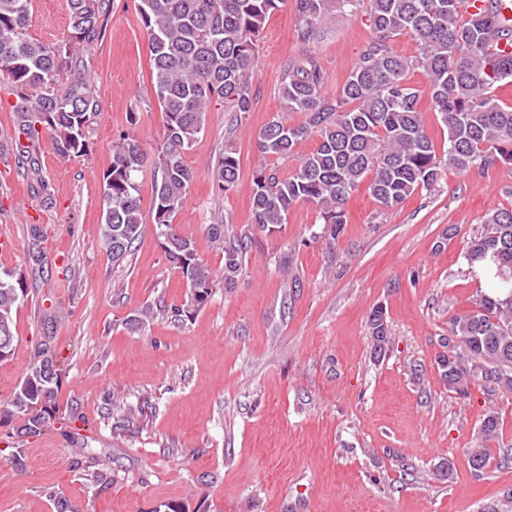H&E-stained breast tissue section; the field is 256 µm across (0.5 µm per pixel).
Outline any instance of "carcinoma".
I'll use <instances>...</instances> for the list:
<instances>
[{
    "label": "carcinoma",
    "instance_id": "1",
    "mask_svg": "<svg viewBox=\"0 0 512 512\" xmlns=\"http://www.w3.org/2000/svg\"><path fill=\"white\" fill-rule=\"evenodd\" d=\"M65 35L54 42L31 37L30 0H0V77L7 80L18 102L16 122L0 129V163L39 175L32 152L39 129L49 133L62 158L80 157L87 150L86 134L99 112L91 78L79 72L77 51L99 41L106 30L110 0H67ZM286 0H139L138 23L150 49V81L165 115L162 139L146 151L130 133L119 135L112 161L103 175L99 241L115 261L125 259L143 231L139 173L154 169L152 215L168 260L180 270L190 290V306L206 304L214 287L211 268L196 254L174 218L195 174L184 162L203 131L206 112L215 101L224 111L253 110L256 94L249 82L258 40L270 14ZM466 0H296L301 18L297 37L317 38V29L335 9L355 13L369 8L374 36L338 95L325 91L326 76L317 56L287 59L280 70L278 96L283 111L299 113L290 123L276 115L256 133L263 162L250 185L252 231L232 238L225 234L229 217L208 225V233L224 252V287H231L243 270L254 231L273 233L286 223L300 203L321 207L329 236L343 233L344 205L366 177L379 213L397 210L417 191H432L448 170L487 171L512 165V107L495 96L498 83L512 79V55L488 53L491 41L512 46V25L500 21L501 0H486L479 14L462 16ZM405 36L417 51L396 52L394 38ZM421 71L426 83H411ZM428 97L447 129L442 151L427 134L420 101ZM318 139L309 153L296 147ZM297 161L282 177L264 159ZM220 193L237 187L240 159L226 148L210 169ZM465 260L471 273L482 268L491 293L476 300L475 309L452 319L441 339L438 366L448 390L470 395L471 382L502 383L512 390V208L486 216L483 230L469 242ZM27 297L22 274L0 272V354L9 358L16 336L14 315ZM374 351L387 345L384 312L369 317ZM59 358L51 337L40 341L34 364L15 389L0 415L18 419L16 435L39 437L55 426L47 409L58 382ZM500 419L489 412L483 419V440L498 437Z\"/></svg>",
    "mask_w": 512,
    "mask_h": 512
}]
</instances>
